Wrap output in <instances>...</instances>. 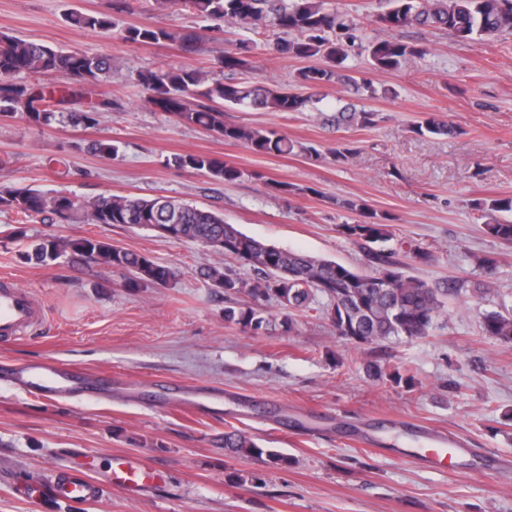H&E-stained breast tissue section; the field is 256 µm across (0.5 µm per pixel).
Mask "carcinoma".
Returning a JSON list of instances; mask_svg holds the SVG:
<instances>
[{
  "mask_svg": "<svg viewBox=\"0 0 512 512\" xmlns=\"http://www.w3.org/2000/svg\"><path fill=\"white\" fill-rule=\"evenodd\" d=\"M157 9L182 6L196 17L249 30H278L272 49L296 59L320 58L322 66L306 67L297 75L301 91L290 92L231 78H211L197 68H147L137 71L136 82L147 101L177 123L196 126L230 142H240L258 154L312 155L316 150L263 128L224 122V107L253 110L303 112L322 98L315 90L345 82L354 93L372 97L377 90L366 79L350 74L348 59L359 49L367 54L373 69L389 72L411 60H421L430 47L391 37L363 40L357 25L323 0H155ZM385 10L375 23L397 31L404 28H433L460 42L480 43L489 37L512 35V0H385ZM67 21L80 29L110 31L107 14L70 12ZM120 38L131 44H175L183 52L193 51L197 35L188 28L175 31L163 26L123 27ZM249 44L242 42L233 54H224L221 64L233 71L248 65ZM55 74L72 78L78 88L59 87L43 81ZM112 75V58L79 50H63L46 44L0 33V117H15L26 124L46 127L69 123L94 127L103 112L114 109L104 95L88 105L64 108L62 104L83 98L88 87L104 84ZM336 129H368L378 122V113L367 109L342 108L333 116ZM419 136H451L455 128L435 115L412 126ZM356 154L348 142H336L330 150L333 161L348 162ZM167 165L202 172L218 183H233L242 172L223 159L205 153L177 154ZM342 207L356 215L351 223L339 225L340 233L358 242L375 273L368 274L336 261L279 248L255 239L224 221V215L170 197L99 196L73 200L68 194L46 192L28 186H0V211H13L22 218L42 215L53 224H145L162 230L160 236L200 244L217 241V252L251 267L255 278L247 279L230 266L208 265L198 275L224 290L231 305L224 308V321L253 335H263L275 325L263 302L275 300L283 310H315L318 297L327 299L320 308L336 334L355 346L371 345L392 337L417 339L429 335L443 314L448 295H459L465 284L450 288L408 276L389 247L393 235L387 221L364 201L348 199ZM473 209L486 218L487 234L512 243V223L497 215L512 213V196L477 199ZM70 253L73 258L97 259L127 271V286L163 285L175 271L148 256L97 239L49 237L35 244L28 260L44 263ZM481 334L503 344H512V313L490 310L482 314ZM224 450L240 459L268 458L277 465L290 464L288 456L260 446L238 430L224 432Z\"/></svg>",
  "mask_w": 512,
  "mask_h": 512,
  "instance_id": "1",
  "label": "carcinoma"
}]
</instances>
